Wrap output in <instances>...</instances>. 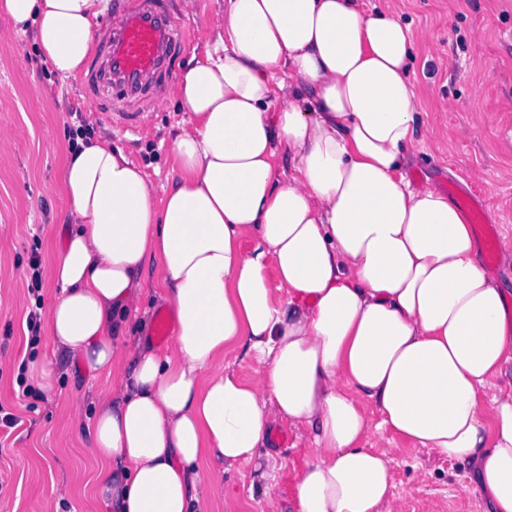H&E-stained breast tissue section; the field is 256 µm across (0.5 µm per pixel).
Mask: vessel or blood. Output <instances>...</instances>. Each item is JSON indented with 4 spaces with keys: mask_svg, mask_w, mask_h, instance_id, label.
Segmentation results:
<instances>
[{
    "mask_svg": "<svg viewBox=\"0 0 512 512\" xmlns=\"http://www.w3.org/2000/svg\"><path fill=\"white\" fill-rule=\"evenodd\" d=\"M187 41V32L176 23L167 0H122L117 19L103 29L81 76L88 101L105 110L120 132L137 133L144 112L162 99L173 82L171 60ZM461 203L487 239L489 260H496L500 236L495 223L476 198L465 196Z\"/></svg>",
    "mask_w": 512,
    "mask_h": 512,
    "instance_id": "b4317fda",
    "label": "vessel or blood"
}]
</instances>
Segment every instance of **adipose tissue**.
<instances>
[{
  "label": "adipose tissue",
  "mask_w": 512,
  "mask_h": 512,
  "mask_svg": "<svg viewBox=\"0 0 512 512\" xmlns=\"http://www.w3.org/2000/svg\"><path fill=\"white\" fill-rule=\"evenodd\" d=\"M107 3L0 0V42L32 33L72 76ZM214 27L175 85L187 118L172 183L102 136L65 158L73 231L47 329L92 373L119 375L93 421L96 494L116 512H199L202 462H252L283 420L313 445L296 512H390L374 429L468 461L485 512H512V393L497 388L512 293L482 269L466 214L402 172L424 144L416 35L358 0H224ZM149 260L176 319L167 350L128 341ZM236 346L252 377L213 371Z\"/></svg>",
  "instance_id": "adipose-tissue-1"
}]
</instances>
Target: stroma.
<instances>
[{
    "mask_svg": "<svg viewBox=\"0 0 512 512\" xmlns=\"http://www.w3.org/2000/svg\"><path fill=\"white\" fill-rule=\"evenodd\" d=\"M365 8L399 15L424 33L413 52L411 77L420 102L426 150L409 156L403 171L412 186L459 201L477 192L501 236L512 239V0H363ZM224 0H197L194 13L175 7L189 44L172 60L181 73L203 58L214 39L210 19ZM184 118L164 98L137 134L114 129L91 108L75 77L57 75L31 35L0 44V132L11 144L0 151V408L21 417L0 430V512H113L95 498L100 466L92 452V422L99 394L112 380L92 375L77 359L54 350L47 334L30 343L26 316L49 307L58 294L48 271L70 226L58 191L63 158L76 137L107 135L144 166L157 183L174 179L167 159L170 138ZM40 259L39 295L28 291L31 262ZM42 361L54 375L52 390L27 376V401L18 398L21 361ZM287 447L237 469L211 460L203 483L202 512H294L299 477L311 459L306 434L286 425ZM370 444L392 461V512H484V499L467 478L468 462L416 449L391 434L371 432Z\"/></svg>",
    "mask_w": 512,
    "mask_h": 512,
    "instance_id": "1",
    "label": "stroma"
}]
</instances>
